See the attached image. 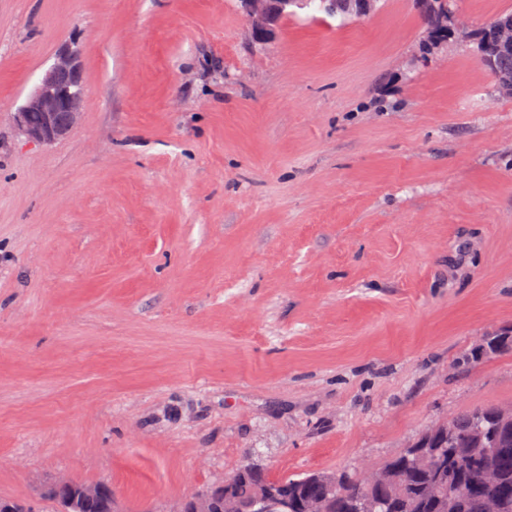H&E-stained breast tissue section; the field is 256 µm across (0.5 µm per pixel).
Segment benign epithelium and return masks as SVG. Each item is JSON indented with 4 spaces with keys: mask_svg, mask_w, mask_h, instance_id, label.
Wrapping results in <instances>:
<instances>
[{
    "mask_svg": "<svg viewBox=\"0 0 512 512\" xmlns=\"http://www.w3.org/2000/svg\"><path fill=\"white\" fill-rule=\"evenodd\" d=\"M257 38L265 41L272 36L282 17L288 15L292 0H241ZM84 102L83 71L67 46L55 53L52 64L16 112L18 129L28 139L54 143L66 137L77 125ZM109 490L106 483L86 485L79 496L63 499L59 512H78L83 498L98 497ZM224 490L220 483L195 495L194 512H208L210 500Z\"/></svg>",
    "mask_w": 512,
    "mask_h": 512,
    "instance_id": "7a95c632",
    "label": "benign epithelium"
}]
</instances>
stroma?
I'll list each match as a JSON object with an SVG mask.
<instances>
[{
    "label": "stroma",
    "instance_id": "stroma-1",
    "mask_svg": "<svg viewBox=\"0 0 512 512\" xmlns=\"http://www.w3.org/2000/svg\"><path fill=\"white\" fill-rule=\"evenodd\" d=\"M0 0V498L58 477L176 512L252 462L355 469L512 403V97L412 0ZM85 75L50 145L13 114L57 49ZM297 10L288 11L292 0H241L247 12L251 27L257 38L265 41L272 36L284 16L295 15L299 11L312 12L313 16L340 18L341 20L359 19L344 1L332 0L336 9L331 8L330 0H300ZM443 5L444 10L448 12V16L443 18L442 13L439 12L429 20L425 19L427 28L421 43V50L424 54H430L441 42L446 41L448 39V33L455 28H462L465 34H469L471 31H467L464 27H461L455 17L452 21L448 22V19H451L453 16L452 11L449 5L448 7L445 4ZM512 354V329L500 330L483 336L459 361L463 366L478 364Z\"/></svg>",
    "mask_w": 512,
    "mask_h": 512
}]
</instances>
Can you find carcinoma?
I'll list each match as a JSON object with an SVG mask.
<instances>
[{
    "label": "carcinoma",
    "instance_id": "carcinoma-1",
    "mask_svg": "<svg viewBox=\"0 0 512 512\" xmlns=\"http://www.w3.org/2000/svg\"><path fill=\"white\" fill-rule=\"evenodd\" d=\"M313 15L350 20L357 15L336 0H301L297 11ZM512 18L503 13L484 27L491 35L485 55L503 60L512 68V27L505 32L499 26ZM427 28L421 50L432 52L448 33L459 27L442 13L426 21ZM512 354V329L492 332L482 337L460 360L462 365L478 364ZM499 405L487 404L465 408L451 418L449 424H436L422 432L416 442L426 447L410 454L404 450L376 465L388 480L371 487L360 482L353 471H334L336 483L324 484L320 473L300 478L273 479L264 472L254 474L246 466L227 476L231 483L220 498L245 504L270 490L288 494L295 512H304L310 501L319 504L320 512H358V499L365 497L373 504L372 512H512V423L498 420ZM493 470L498 479L493 484L482 482L480 475Z\"/></svg>",
    "mask_w": 512,
    "mask_h": 512
}]
</instances>
